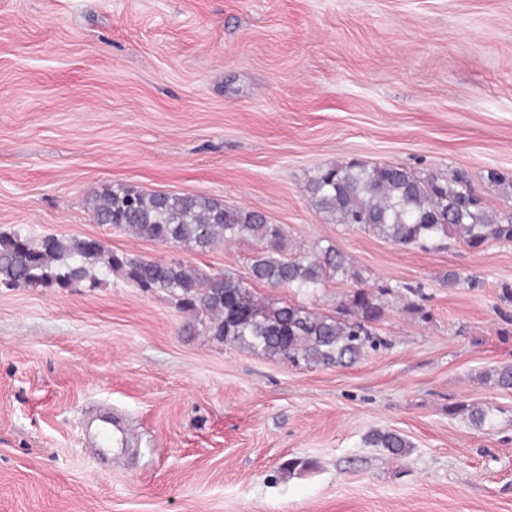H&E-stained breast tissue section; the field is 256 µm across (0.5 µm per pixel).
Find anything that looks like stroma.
<instances>
[{"label":"stroma","mask_w":512,"mask_h":512,"mask_svg":"<svg viewBox=\"0 0 512 512\" xmlns=\"http://www.w3.org/2000/svg\"><path fill=\"white\" fill-rule=\"evenodd\" d=\"M350 160L462 172L502 208L512 0H0V233L248 279L252 240L202 253L88 210L117 184L214 198L283 225L287 256L331 244L360 276L258 298L333 314L360 286L388 341L293 368L117 274L1 286L0 512H512V390L492 375L512 364V244L402 249L330 223L307 186ZM458 403L495 408L493 427ZM373 447L382 448L393 458H400L408 452L411 444L396 432H374L368 438Z\"/></svg>","instance_id":"obj_1"}]
</instances>
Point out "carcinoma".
<instances>
[{
	"instance_id": "obj_1",
	"label": "carcinoma",
	"mask_w": 512,
	"mask_h": 512,
	"mask_svg": "<svg viewBox=\"0 0 512 512\" xmlns=\"http://www.w3.org/2000/svg\"><path fill=\"white\" fill-rule=\"evenodd\" d=\"M312 206L338 224L372 232L402 248L438 249L455 237L479 250L490 242L512 243V208L482 204L463 176L442 179L396 164L355 160L318 171L308 184ZM92 219L131 236L185 245L206 252L218 243L250 238L252 281L315 293L333 279L357 278L332 244L309 255L285 258V231L254 210L228 208L209 197L145 193L133 186L108 188L91 200ZM119 273L141 288H159L193 312L213 340L293 367H350L383 344L375 325L384 314L375 296L358 288L349 316L321 314L301 304L262 303L242 280L207 276L181 262L163 263L108 252L87 239L45 237L34 244L15 233L0 235V284L7 288H70L95 285L98 273ZM467 415L483 428L493 409L457 404L448 413ZM368 443L400 458L411 444L396 432H374Z\"/></svg>"
}]
</instances>
